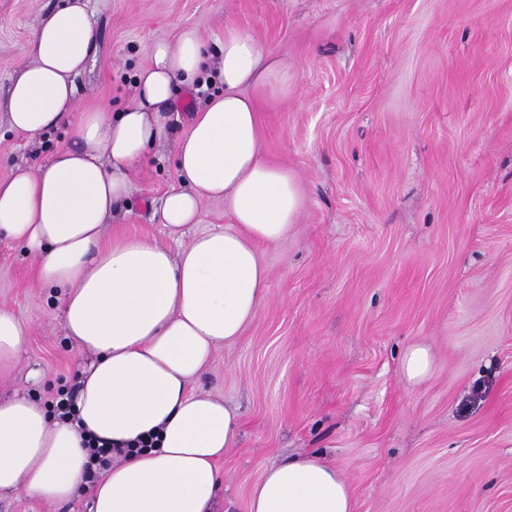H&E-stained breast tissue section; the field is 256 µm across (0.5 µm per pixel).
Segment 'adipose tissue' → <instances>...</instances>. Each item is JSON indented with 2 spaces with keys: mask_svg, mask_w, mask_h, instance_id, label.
Here are the masks:
<instances>
[{
  "mask_svg": "<svg viewBox=\"0 0 512 512\" xmlns=\"http://www.w3.org/2000/svg\"><path fill=\"white\" fill-rule=\"evenodd\" d=\"M32 60L11 81V126L36 138L76 105L75 79L94 55L84 0H63L32 38ZM205 44L185 30L156 41L137 75V97L118 115L85 113L72 142L45 165L0 180V238L22 245L36 280L60 302L69 344L90 354L75 388L80 426L59 420L25 394L0 399V492L48 503L73 498L88 439L129 442L96 483L91 512H212L217 461L238 436L224 400L190 394L219 346L234 343L267 296L259 244L296 224L301 191L286 167L261 153L257 102L288 93V63L244 27L224 31L217 76L222 93L189 116L176 136V84L201 82ZM174 140L178 188L160 207L170 235L198 223L207 200L229 222L199 233L180 252L143 237L104 246L132 169L157 143ZM29 327L0 305V374L26 346ZM153 447H137V439ZM249 512H355L340 470L318 455L271 466L253 485Z\"/></svg>",
  "mask_w": 512,
  "mask_h": 512,
  "instance_id": "obj_1",
  "label": "adipose tissue"
}]
</instances>
